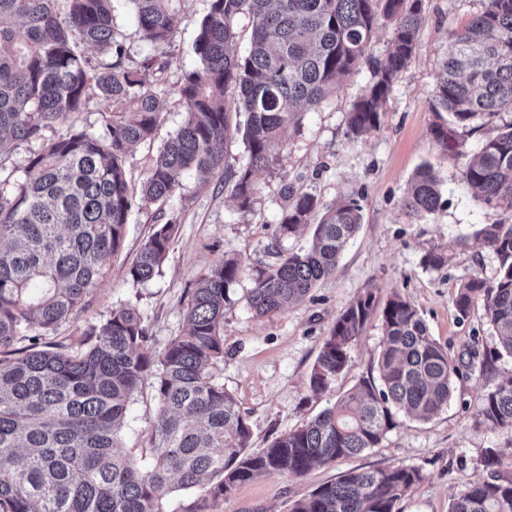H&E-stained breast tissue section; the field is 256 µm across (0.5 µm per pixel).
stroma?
<instances>
[{"label":"stroma","instance_id":"35a3bbf8","mask_svg":"<svg viewBox=\"0 0 512 512\" xmlns=\"http://www.w3.org/2000/svg\"><path fill=\"white\" fill-rule=\"evenodd\" d=\"M211 0H185L169 46L159 48L135 32L129 0H113L115 25L125 34L133 61L160 56L168 66L157 87L163 102L153 141L138 145L126 162L127 179L140 185L165 141L182 125L185 112L178 88L185 71L197 65L193 43ZM480 0H423L424 22L416 50L393 85L379 127L359 140L348 138L346 117L363 93L373 62L385 59L391 23L377 28L369 55L343 79L336 92L288 127L274 145V165L256 174L257 193L247 214L238 213L224 186L223 175L202 185L184 176L164 208L179 217L178 231L158 274L135 284L126 269L158 222V203L143 200L130 215L121 251L105 265L84 306L61 324L51 338L70 339L104 323L112 309L136 307L153 337L152 350L187 330L185 308L197 277L226 257L245 261L235 284L232 303L224 312V359L214 365L216 381L236 399L251 428L250 448L260 451L277 437L305 425L362 379L377 376V356L383 341L380 320H373L352 351L350 367L319 395L309 389V377L337 313L366 290L380 297L399 294L413 304L431 335L455 358L493 353L498 340L482 307L458 320L453 298L470 276L493 279L498 262L492 251L478 245L460 247L461 238L481 224L503 221L501 211L474 197L461 172L479 144L489 135L482 129L460 133L457 150H448L436 135L441 120L431 109L436 75L448 52V36L478 12ZM431 165L441 184L442 206L419 221L411 220L404 195L417 170ZM311 193L323 206L347 196L359 199L362 224L342 254L335 275L322 281L288 309L255 317L246 295L256 272L273 263L275 247L295 252L306 248L308 232L275 243L279 190L283 182ZM440 246L451 260L438 270L423 259ZM512 371V359L495 361L492 370H461L447 409L427 422L404 421L377 447L327 465H314L303 475L263 476L241 484L218 499L208 512H290L292 504L320 484L348 470L382 469L404 464L421 470L424 479L398 504V512H448L454 494L482 474L487 448H512V435L492 428L478 415L484 391ZM158 409L152 381L132 396L120 429L122 450L138 466L152 458L144 440Z\"/></svg>","mask_w":512,"mask_h":512}]
</instances>
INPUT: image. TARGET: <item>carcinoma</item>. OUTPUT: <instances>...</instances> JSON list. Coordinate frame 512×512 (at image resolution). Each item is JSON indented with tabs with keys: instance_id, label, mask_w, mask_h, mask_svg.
Masks as SVG:
<instances>
[{
	"instance_id": "obj_1",
	"label": "carcinoma",
	"mask_w": 512,
	"mask_h": 512,
	"mask_svg": "<svg viewBox=\"0 0 512 512\" xmlns=\"http://www.w3.org/2000/svg\"><path fill=\"white\" fill-rule=\"evenodd\" d=\"M140 37L166 44L182 0H131ZM252 21L250 46L238 51L239 23ZM393 21L387 57L371 68L364 92L347 116L357 139L379 127L383 103L411 60L422 25V0H211L193 51L199 66L184 74L179 96L185 119L149 168L140 195L164 202L179 177L207 183L221 169L232 184L236 210L247 212L257 192L256 171L273 162L284 129L336 91L367 56L380 19ZM92 48L97 57L86 55ZM165 63L126 58L112 0H0V512H169L177 490L201 492L185 512L270 474L303 475L379 445L401 418L429 421L448 407L456 361L428 332L419 311L397 294L379 304L368 290L336 315L309 377L315 394L351 366V351L377 309L384 337L378 378L369 377L303 427L249 451L251 430L233 395L211 367L224 358L221 325L229 290L243 260L229 257L195 281L186 306L187 331L158 355L133 306L112 309L101 325L75 340L45 342L84 303L118 253L138 204L125 177L132 147L152 140L162 107L157 92ZM94 86L106 103L101 131L72 128L58 139L45 132L83 111ZM432 111L448 114L440 137L448 149L458 130L490 127L462 171L481 202L512 212V0H482L481 9L448 40L436 79ZM241 135L245 162L229 165L221 150ZM41 149L21 166L6 164L5 137ZM275 240L314 225L308 249L276 250L258 271L247 300L263 317L306 297L335 274L339 258L362 224L352 196L320 210L317 198L285 183ZM439 181L417 171L404 198L406 213L425 218L438 209ZM141 247L127 269L144 283L159 271L179 223L175 212ZM475 241L494 253L497 275L470 277L458 288L459 318L481 305L500 350L467 368L484 373L512 358V224H483ZM450 256L424 257L431 269ZM28 332L30 345L14 347ZM158 399L146 439L148 469L117 451V429L128 403L148 378ZM478 415L512 434V375L481 396ZM501 448H487L484 474L453 499L449 512H512V464ZM423 480L413 466L348 471L319 485L291 512H396L397 502Z\"/></svg>"
}]
</instances>
